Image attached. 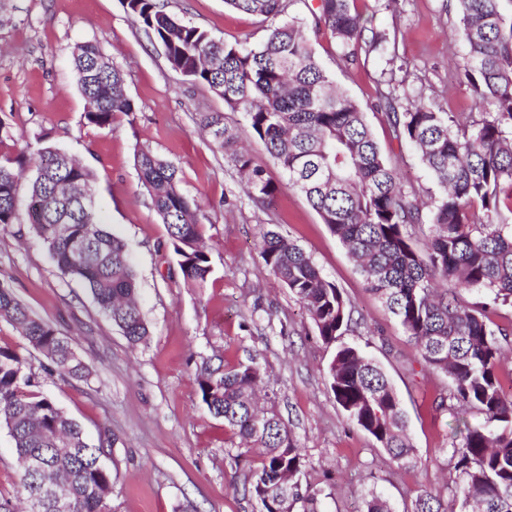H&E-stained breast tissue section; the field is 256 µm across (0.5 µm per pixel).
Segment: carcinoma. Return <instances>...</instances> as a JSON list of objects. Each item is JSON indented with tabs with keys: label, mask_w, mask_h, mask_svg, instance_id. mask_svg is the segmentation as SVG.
I'll return each mask as SVG.
<instances>
[{
	"label": "carcinoma",
	"mask_w": 512,
	"mask_h": 512,
	"mask_svg": "<svg viewBox=\"0 0 512 512\" xmlns=\"http://www.w3.org/2000/svg\"><path fill=\"white\" fill-rule=\"evenodd\" d=\"M503 0H454L462 52L456 69L484 112H445L418 101L398 111L383 96L394 137L413 145L437 196L408 191L378 145L360 105L338 89L316 55L313 38L327 32L347 64L385 53L386 38L368 27L359 0H224L261 17L256 43L225 42L170 14L159 0H123V7L163 49L170 67L207 86L246 128L223 112L196 120L224 159L243 177L256 203L271 205L277 187L253 164L243 139L260 144L357 261L369 289L414 342L420 361L444 374L448 391L438 410L483 415L448 449L450 497L425 494L410 512H512V392L501 380L504 343L512 335V13ZM77 86L88 102L84 118L110 128L134 103L122 71L101 48L85 42L73 55ZM34 177L27 189L26 224L46 246L62 275L80 283L131 345L150 336L139 288L123 239L97 219L87 198L93 172L59 149L29 154ZM0 160V225L19 223L15 165ZM140 185L167 226V245L184 285L207 287L212 266L198 203L181 189L178 168L149 149L135 153ZM259 255L273 276L303 305L322 342L351 330L352 306L296 242L269 229ZM474 293L468 302L463 294ZM12 324L42 370L63 382L88 380L93 366L71 340L33 316L0 283V321ZM336 404L395 461L414 454L401 399L386 373L356 346L342 344L327 367ZM203 405L252 448L262 449L249 491L259 512H326L327 495L302 482L306 462L279 414L258 409L262 383L253 364L210 362L197 374ZM39 375L27 357L0 347V426L8 430L24 471L16 493L57 512L47 485L68 512H110L112 471L100 461L106 438L90 445L81 426L36 390ZM365 512H394L371 490Z\"/></svg>",
	"instance_id": "carcinoma-1"
}]
</instances>
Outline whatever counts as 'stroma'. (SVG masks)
Wrapping results in <instances>:
<instances>
[{"mask_svg": "<svg viewBox=\"0 0 512 512\" xmlns=\"http://www.w3.org/2000/svg\"><path fill=\"white\" fill-rule=\"evenodd\" d=\"M364 0L377 33L396 41V60L374 55L345 64L331 37L315 41L323 66L366 114L383 153L405 185L437 195L413 148L383 122L381 96L401 104L424 96L448 112H476L479 104L451 58L460 47L458 16L446 0ZM168 11L226 41L258 42L259 18L224 0H165ZM97 43L124 76L135 105L113 127L87 125V103L74 78L78 44ZM226 110L223 99L170 68L121 0H7L0 8V158L44 146L66 150L94 174L97 212L128 244L149 339L128 343L100 312L90 293L64 277L44 244L17 238V225L0 226V282L36 316L73 338L95 373L89 382L42 376L41 390L76 419L91 444L111 436L101 458L111 470V512H258L245 490L258 450L210 415L196 375L209 358L259 367L265 406L283 417L305 461V478L328 492L330 512H364L369 490L382 492L395 512L425 493L447 495L448 447L460 442L474 412L453 417L435 409L444 375L423 370L409 337L384 310L342 243L306 199L291 188L261 145L252 158L278 192L271 208L256 206L239 174L196 123L200 112ZM174 163L181 188L207 217L204 238L213 274L200 291L170 276L175 258L164 224L134 168L138 149ZM274 229L298 242L354 307L356 324L345 343L361 347L396 387L416 448L397 464L337 405L326 368L333 350L323 344L287 288L258 254Z\"/></svg>", "mask_w": 512, "mask_h": 512, "instance_id": "1", "label": "stroma"}]
</instances>
